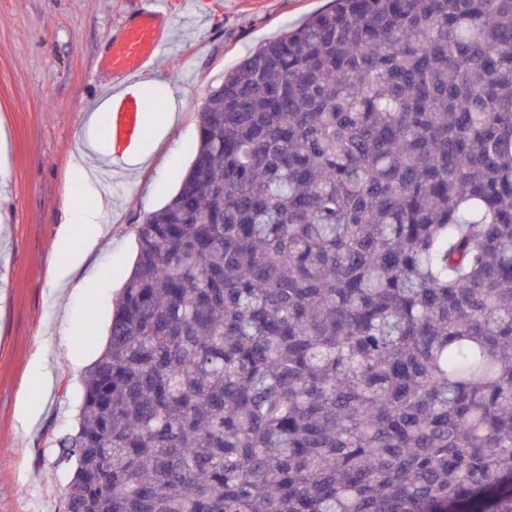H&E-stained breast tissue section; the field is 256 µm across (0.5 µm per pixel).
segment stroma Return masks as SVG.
<instances>
[{"mask_svg":"<svg viewBox=\"0 0 512 512\" xmlns=\"http://www.w3.org/2000/svg\"><path fill=\"white\" fill-rule=\"evenodd\" d=\"M150 2L0 0V512H60L71 469L55 440L74 428L84 368L106 343L115 294L136 256L133 226L177 192L212 86L329 0H163L169 46L153 71L159 87L146 89L154 100L147 133L162 124V86L182 90V120L158 138L151 166L105 184L113 206L88 260L101 279L76 294L51 278L68 261L57 250L66 211L90 200L69 185L71 153L87 138L85 113L102 89L126 87L109 64L112 47ZM89 322L91 345L80 336ZM77 358L84 367H74ZM24 400L36 411L26 425Z\"/></svg>","mask_w":512,"mask_h":512,"instance_id":"1","label":"stroma"}]
</instances>
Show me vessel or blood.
Listing matches in <instances>:
<instances>
[{
  "mask_svg": "<svg viewBox=\"0 0 512 512\" xmlns=\"http://www.w3.org/2000/svg\"><path fill=\"white\" fill-rule=\"evenodd\" d=\"M155 18V13H147L139 23L126 29L122 41L112 50V68L116 73L133 81L155 66L157 51L163 43ZM144 108V103L136 101L125 110L113 113L106 127V137L112 144L107 173L122 172L129 162L127 149L133 138L144 132L140 121Z\"/></svg>",
  "mask_w": 512,
  "mask_h": 512,
  "instance_id": "vessel-or-blood-1",
  "label": "vessel or blood"
}]
</instances>
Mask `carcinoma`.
Segmentation results:
<instances>
[{
  "mask_svg": "<svg viewBox=\"0 0 512 512\" xmlns=\"http://www.w3.org/2000/svg\"><path fill=\"white\" fill-rule=\"evenodd\" d=\"M134 232L62 512H512V0H332Z\"/></svg>",
  "mask_w": 512,
  "mask_h": 512,
  "instance_id": "obj_1",
  "label": "carcinoma"
}]
</instances>
